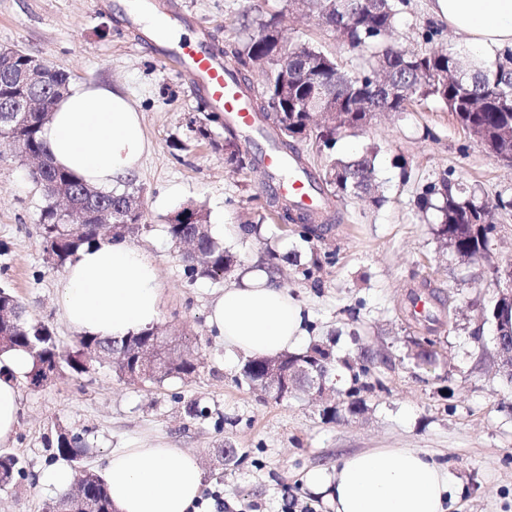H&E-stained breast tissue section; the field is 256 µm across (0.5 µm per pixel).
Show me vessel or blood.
<instances>
[{
    "label": "vessel or blood",
    "instance_id": "b4317fda",
    "mask_svg": "<svg viewBox=\"0 0 512 512\" xmlns=\"http://www.w3.org/2000/svg\"><path fill=\"white\" fill-rule=\"evenodd\" d=\"M171 56L181 67L184 77L216 108L222 109L240 125L253 124L246 100L225 74L222 63L206 49L196 43L180 41L172 48ZM288 190L292 198L305 206L313 205L318 192L312 178L298 170L289 178Z\"/></svg>",
    "mask_w": 512,
    "mask_h": 512
}]
</instances>
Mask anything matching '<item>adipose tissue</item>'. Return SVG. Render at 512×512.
<instances>
[{"label": "adipose tissue", "instance_id": "obj_1", "mask_svg": "<svg viewBox=\"0 0 512 512\" xmlns=\"http://www.w3.org/2000/svg\"><path fill=\"white\" fill-rule=\"evenodd\" d=\"M433 11L465 33L479 56L512 47V0H434ZM56 167L109 189L140 168L150 150L141 115L130 97L108 85L74 84L58 101L43 130ZM163 285L145 251L102 237L82 246L58 284V302L80 334L123 339L155 324ZM308 315L275 275L246 264L210 304L208 325L234 356H274L299 350L308 338ZM0 444L15 433L18 382L29 356H0ZM116 512H192L202 486L196 453L157 445L119 448L103 472ZM309 488L335 512H450L454 482L447 467L412 448L353 453L328 471L308 473Z\"/></svg>", "mask_w": 512, "mask_h": 512}]
</instances>
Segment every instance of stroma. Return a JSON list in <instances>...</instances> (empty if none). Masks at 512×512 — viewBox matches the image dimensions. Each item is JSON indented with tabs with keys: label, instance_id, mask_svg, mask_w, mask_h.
Returning <instances> with one entry per match:
<instances>
[{
	"label": "stroma",
	"instance_id": "35a3bbf8",
	"mask_svg": "<svg viewBox=\"0 0 512 512\" xmlns=\"http://www.w3.org/2000/svg\"><path fill=\"white\" fill-rule=\"evenodd\" d=\"M144 1L149 14L170 21L168 38L202 44L212 36L240 47L251 35L246 18L280 12L286 40L319 47L350 69L362 62L359 50L315 15L289 9L287 0H0V47L22 48L71 82L119 87L135 101L152 151L132 180L143 229L128 243L158 267L162 334L200 361L191 380L160 386L130 384L99 366L78 378L65 373L37 389L21 387L17 433L5 450L20 458L26 477L0 492V512H48L57 500L58 490L41 477L58 462L62 428L85 439L80 464L98 472L118 448L162 443L195 452L202 492H221L224 512H332L306 486V474L379 448L420 449L447 466L458 487L451 512H512V384L495 369L494 330L482 316L495 296L490 262L459 258L439 239L435 212L416 205L422 188L445 176L495 206L498 198L512 200V166L437 103L374 113L366 128L342 132L331 152H318L309 140L297 148L317 175L329 158L372 156L384 203L323 193L336 220L320 240L302 241L262 208L267 180L226 163L223 118L207 121L210 104L165 55L168 39L145 22ZM429 25L440 31L430 43L421 37ZM392 38L422 51L472 52L468 36L448 28L431 0H408ZM202 124L208 137L197 132ZM45 204L21 159L0 156V285L13 289L31 319L69 343L76 332L57 301L62 273L48 263L40 236ZM190 204L219 225L218 240L238 265L264 258L269 248L285 256L277 277L310 314L309 344L350 363L331 374L328 402L302 392L274 400L244 379L246 356L226 355L209 332V304L236 273L220 282L187 278L165 227ZM251 222L261 223L260 237L243 232ZM494 225L491 262L512 261V208L496 206ZM314 251L335 259L302 279L289 259L305 263ZM423 290L435 295L429 322L407 313L409 295ZM424 336L437 349L431 366L416 358L415 341ZM191 402L201 415L187 413ZM327 404L335 418L324 416ZM353 404L359 413H350ZM221 446L236 449L232 461H218Z\"/></svg>",
	"mask_w": 512,
	"mask_h": 512
}]
</instances>
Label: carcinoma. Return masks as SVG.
<instances>
[{
	"mask_svg": "<svg viewBox=\"0 0 512 512\" xmlns=\"http://www.w3.org/2000/svg\"><path fill=\"white\" fill-rule=\"evenodd\" d=\"M308 9L317 13L337 37L354 49L367 53L364 63L355 70L343 67L333 55L308 44L288 47L291 67L283 70L275 59L276 44L283 38L276 16L261 18L257 33L245 49L213 45L211 52L224 56V71L247 99L255 114L257 131L282 154L298 161L302 156L295 148L299 138L313 137L323 148L334 149L341 130L361 129L375 112H403L410 103L434 100L451 112L462 129L480 139L497 156L512 160V47L497 51L494 59L478 62L449 51L422 52L393 44L391 36L397 16L405 0H304ZM267 66L259 86L252 84L243 71L255 65ZM69 76L56 68L48 72L43 92L61 86L68 89ZM49 117L44 112H30L26 124L12 131L7 115L0 116V154L9 152L37 166L36 181L45 191L63 188L73 197L95 207L115 223L129 210L141 209L136 191L104 192L71 173L55 167L41 137ZM240 131L236 122L224 120V154L226 161L238 168L259 169L257 156L248 155L239 146ZM373 159L360 157L333 162L321 183L340 200L368 198L379 205ZM55 200L47 199L41 212L42 239L50 263L63 268L84 244L95 242L100 232L92 224L78 229L58 221ZM265 206L284 221H293L291 213H299L298 235L306 242L321 237V225L331 222L324 212L307 213L290 206L273 192L266 196ZM420 210L437 212L438 235L450 242L462 258L480 263L492 252L489 205L479 201L466 188L443 177L430 183L417 197ZM166 231L177 246L187 239L195 240L197 255L182 253L185 274L194 281L209 278L217 281L229 271L234 257L211 234L204 212L192 205L184 207L167 225ZM0 309L12 316L11 334L0 342V352L14 349L26 351L32 368L26 383L39 387L48 382L38 365L46 364L60 373L75 376L87 373L86 360L96 350L104 354V363L117 376L125 378V365L112 362L127 350V340L79 336L66 344L53 336L48 326L29 318L24 305L13 291L0 286ZM305 357L326 374L335 359L332 352L319 344L301 353H283L278 359L286 366ZM198 371L195 360L179 352L169 372L157 378H146L145 384H162L168 379L187 380ZM57 455L75 461L85 447L80 436L61 432L57 435ZM22 470L20 459L10 453L0 454V489L12 486ZM87 496L98 512H115L102 475L86 480Z\"/></svg>",
	"mask_w": 512,
	"mask_h": 512,
	"instance_id": "cac0c4a2",
	"label": "carcinoma"
}]
</instances>
